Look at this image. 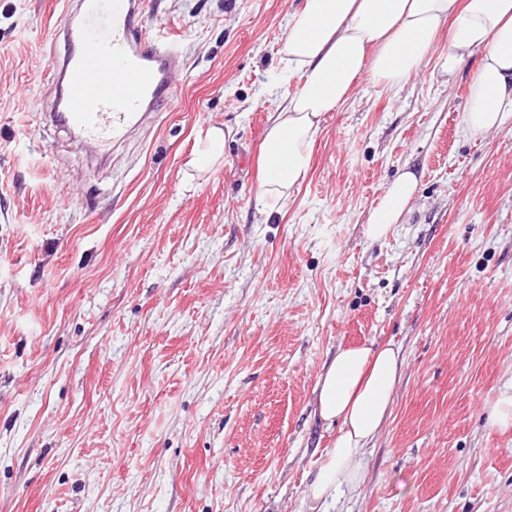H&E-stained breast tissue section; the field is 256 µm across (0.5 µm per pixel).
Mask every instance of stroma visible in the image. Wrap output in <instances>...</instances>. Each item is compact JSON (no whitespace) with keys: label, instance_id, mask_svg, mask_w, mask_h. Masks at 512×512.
<instances>
[{"label":"stroma","instance_id":"stroma-1","mask_svg":"<svg viewBox=\"0 0 512 512\" xmlns=\"http://www.w3.org/2000/svg\"><path fill=\"white\" fill-rule=\"evenodd\" d=\"M303 0H145L174 101L107 160L57 125L63 0H0V512H307L338 346L402 369L360 487L326 512H512V125L469 139L477 62L326 113L305 180L256 207ZM227 133L208 173L200 137ZM403 223L367 219L404 169Z\"/></svg>","mask_w":512,"mask_h":512}]
</instances>
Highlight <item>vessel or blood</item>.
Instances as JSON below:
<instances>
[{
  "instance_id": "vessel-or-blood-1",
  "label": "vessel or blood",
  "mask_w": 512,
  "mask_h": 512,
  "mask_svg": "<svg viewBox=\"0 0 512 512\" xmlns=\"http://www.w3.org/2000/svg\"><path fill=\"white\" fill-rule=\"evenodd\" d=\"M141 12V0H77L66 15V90L57 118L104 147L124 139L145 113L161 110L175 95L177 40L143 32Z\"/></svg>"
}]
</instances>
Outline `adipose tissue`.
Wrapping results in <instances>:
<instances>
[{
    "instance_id": "adipose-tissue-1",
    "label": "adipose tissue",
    "mask_w": 512,
    "mask_h": 512,
    "mask_svg": "<svg viewBox=\"0 0 512 512\" xmlns=\"http://www.w3.org/2000/svg\"><path fill=\"white\" fill-rule=\"evenodd\" d=\"M452 25L447 53L434 55L437 32ZM283 75L302 82L270 118L259 159L256 200L287 199L308 173L309 146L325 113L336 111L361 76L394 86L435 60L452 75L471 57L479 62L463 116L472 138L512 123V0H305L288 20L280 50ZM413 172L398 175L371 209L368 231L385 237L417 191ZM394 346L338 348L315 387L317 413L337 427L307 490L310 507L356 487L366 450L383 424L400 376Z\"/></svg>"
}]
</instances>
